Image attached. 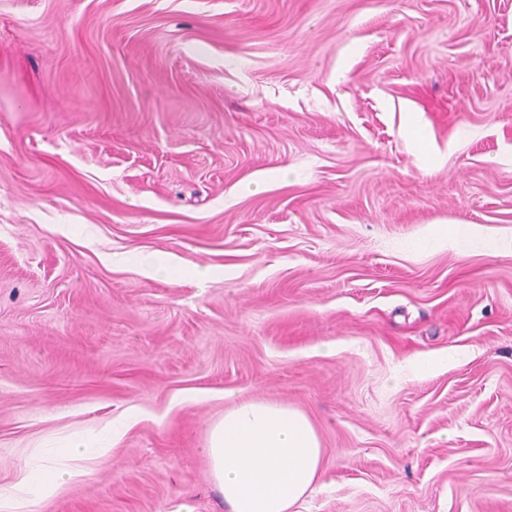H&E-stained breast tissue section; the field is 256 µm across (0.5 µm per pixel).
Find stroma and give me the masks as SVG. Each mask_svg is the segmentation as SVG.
Wrapping results in <instances>:
<instances>
[{
  "instance_id": "obj_1",
  "label": "stroma",
  "mask_w": 512,
  "mask_h": 512,
  "mask_svg": "<svg viewBox=\"0 0 512 512\" xmlns=\"http://www.w3.org/2000/svg\"><path fill=\"white\" fill-rule=\"evenodd\" d=\"M474 224L512 237V0H0V489L126 416L35 512H226L208 426L272 400L300 512H512V252L401 248ZM112 265L122 266L134 262L143 272L148 275L173 279L174 266L170 260H158L151 255H144L138 252L116 253L109 257Z\"/></svg>"
}]
</instances>
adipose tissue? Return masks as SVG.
Instances as JSON below:
<instances>
[{
	"mask_svg": "<svg viewBox=\"0 0 512 512\" xmlns=\"http://www.w3.org/2000/svg\"><path fill=\"white\" fill-rule=\"evenodd\" d=\"M122 430L113 422L39 448L22 463L13 490L0 491V512H30L60 485L87 475V463L106 454ZM204 453L228 512H298L323 475V451L311 422L277 402L226 408L210 426Z\"/></svg>",
	"mask_w": 512,
	"mask_h": 512,
	"instance_id": "1",
	"label": "adipose tissue"
}]
</instances>
